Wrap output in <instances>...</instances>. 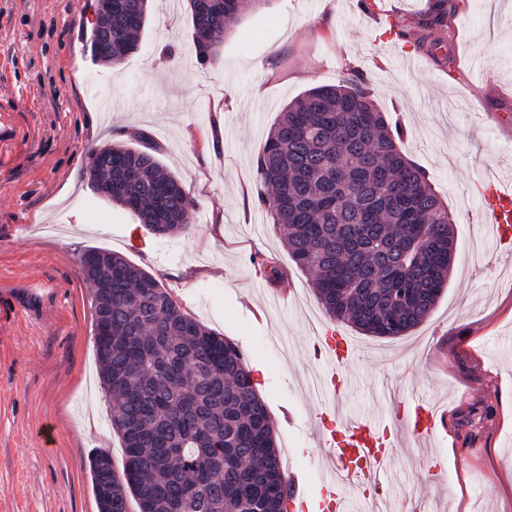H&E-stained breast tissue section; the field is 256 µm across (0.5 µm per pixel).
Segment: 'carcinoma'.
I'll return each instance as SVG.
<instances>
[{
  "mask_svg": "<svg viewBox=\"0 0 512 512\" xmlns=\"http://www.w3.org/2000/svg\"><path fill=\"white\" fill-rule=\"evenodd\" d=\"M149 0H96L94 57L118 62L138 47ZM261 0H189L200 64ZM448 28L433 0L421 32ZM363 76L309 89L290 102L256 158L258 202L313 277L332 318L370 336L399 337L433 311L449 278L454 227L425 173L398 146ZM91 186L153 235L184 232L186 190L146 133L93 153ZM81 270L95 308L94 342L122 471L91 459L99 512H288L290 488L275 429L239 346L182 310L151 273L101 247Z\"/></svg>",
  "mask_w": 512,
  "mask_h": 512,
  "instance_id": "obj_1",
  "label": "carcinoma"
}]
</instances>
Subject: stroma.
<instances>
[{
  "instance_id": "1",
  "label": "stroma",
  "mask_w": 512,
  "mask_h": 512,
  "mask_svg": "<svg viewBox=\"0 0 512 512\" xmlns=\"http://www.w3.org/2000/svg\"><path fill=\"white\" fill-rule=\"evenodd\" d=\"M428 2L261 0L202 65L186 0H149L138 48L117 64L91 54L94 0H0V512H99L90 457L123 464L80 266L93 246L239 345L305 493L323 481L313 344L331 328L360 348L348 413L379 414L395 437L382 498L399 512H512V252L480 224L476 186L512 180V0H449L447 65L405 36ZM357 71L454 223L448 286L397 338L333 320L256 202V157L288 102ZM138 129L187 192L177 236H153L91 188L92 150ZM414 400L443 415L432 436L399 425L398 403Z\"/></svg>"
}]
</instances>
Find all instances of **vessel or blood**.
I'll list each match as a JSON object with an SVG mask.
<instances>
[{
  "mask_svg": "<svg viewBox=\"0 0 512 512\" xmlns=\"http://www.w3.org/2000/svg\"><path fill=\"white\" fill-rule=\"evenodd\" d=\"M488 225L497 244L512 246V185L502 188L487 185L481 191ZM327 369L318 383L324 395L340 396L347 389L341 373L348 368L356 351L353 340L334 331H327L316 344ZM440 419L438 412L423 403H415L408 415L410 432L415 437L433 433ZM319 438L326 452L322 457L325 479L317 512H345L349 497H357L366 512H375L377 503L368 498L371 487L380 485L391 461L393 443L387 423L379 416L347 417L328 409L321 416Z\"/></svg>",
  "mask_w": 512,
  "mask_h": 512,
  "instance_id": "1",
  "label": "vessel or blood"
}]
</instances>
